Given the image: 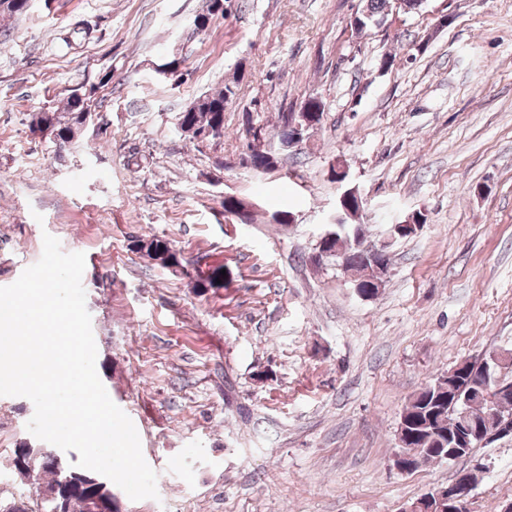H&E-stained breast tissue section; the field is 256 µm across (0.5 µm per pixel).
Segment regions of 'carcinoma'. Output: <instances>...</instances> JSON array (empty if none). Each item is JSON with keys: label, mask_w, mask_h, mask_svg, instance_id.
<instances>
[{"label": "carcinoma", "mask_w": 512, "mask_h": 512, "mask_svg": "<svg viewBox=\"0 0 512 512\" xmlns=\"http://www.w3.org/2000/svg\"><path fill=\"white\" fill-rule=\"evenodd\" d=\"M361 2L363 24L358 31L385 23L390 0ZM233 95L232 87L226 85L222 90L197 98L179 113L180 130L193 140L202 129L224 127V106ZM91 108V99L74 89L63 108L33 112L30 123L53 128L58 142L64 144L75 138ZM364 236L366 230L361 224H338L330 239L319 242L321 251L336 261V265L359 274L355 283L359 293L366 292L375 277L373 267L366 264L361 255ZM134 248L162 267L180 266L176 253L163 239L140 238L134 241ZM222 269L221 265L210 267L198 278L196 287L202 292L223 287ZM497 375L495 363L489 358L486 369L468 372L467 388H453L439 377L427 383L407 401L400 414V419L408 426V434L402 438L398 449L411 454L417 468L430 462L448 461L449 444L459 431L461 411H467L476 422L484 421L493 410L501 416L512 412V399L491 408L483 396L476 394L485 384L494 383ZM9 463L12 470L35 488L36 497H0V512H32L35 506L41 512H115L111 484L103 483L88 470L70 466L48 448L22 444L12 449Z\"/></svg>", "instance_id": "carcinoma-1"}]
</instances>
